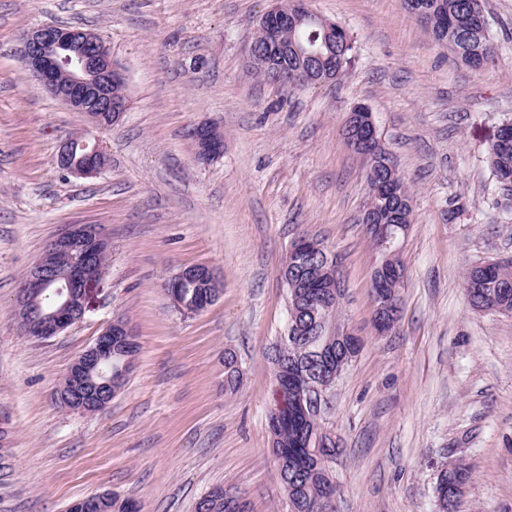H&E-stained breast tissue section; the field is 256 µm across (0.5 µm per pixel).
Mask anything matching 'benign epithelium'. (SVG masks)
I'll return each instance as SVG.
<instances>
[{
	"label": "benign epithelium",
	"mask_w": 512,
	"mask_h": 512,
	"mask_svg": "<svg viewBox=\"0 0 512 512\" xmlns=\"http://www.w3.org/2000/svg\"><path fill=\"white\" fill-rule=\"evenodd\" d=\"M288 22L278 0L262 16V26L269 32L267 51L280 53L274 40V30ZM21 67L25 76L37 80L55 98L76 112L84 114L96 127L117 123L127 111V101L112 95V89L126 84V75L117 65L106 46L98 37L55 25H43L26 32L20 50ZM347 125L359 137L372 145L363 153L368 162L378 159L381 146L372 113L358 106L350 112ZM196 156L208 161L221 154L224 142L210 126L193 130ZM73 140L64 141L57 155L59 168L72 175L95 177L106 166L107 157L99 142L82 138L83 151L72 158ZM371 196L378 200L399 195V180L393 168L379 178L369 180ZM366 231L379 253L386 259L398 252L399 235L403 226L382 224L375 214L364 217ZM322 253L323 267L305 268L309 277L325 278V285L333 292H341V278L332 274L334 258L324 248L307 241L295 243L288 259L295 266L312 251ZM109 252V244L99 225L71 224L54 237L42 255L26 270L15 295L12 315L19 334L31 341H42L63 333L85 319L87 288L96 281L88 277V267L98 263ZM202 280L208 287L218 288L213 270L204 264L180 270L168 284L172 301H178L181 289ZM403 283V273L397 267L374 283L376 309L373 314L378 332L386 333L394 325V304L397 286ZM124 344L132 349L136 344L126 323L116 319L97 336L95 342L81 352L66 371L69 385L59 390L63 404L80 413L105 411L116 394L120 380L104 366L112 357V345ZM360 348L357 333L347 325L336 324L328 328L322 340V382L304 395V401L321 407L327 399V389L355 357Z\"/></svg>",
	"instance_id": "7a95c632"
}]
</instances>
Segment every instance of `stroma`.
I'll list each match as a JSON object with an SVG mask.
<instances>
[{
	"label": "stroma",
	"instance_id": "1",
	"mask_svg": "<svg viewBox=\"0 0 512 512\" xmlns=\"http://www.w3.org/2000/svg\"><path fill=\"white\" fill-rule=\"evenodd\" d=\"M268 6L0 0V512H65L104 490L141 512H194L216 486L249 512H288L267 351L287 324L280 269L302 235L340 257L341 316L362 340L323 421L340 448L336 512H438L437 468L451 458L472 470L457 512H512V317L472 309L462 288L471 265L512 259V200L497 195L489 162L512 121V0H483L495 55L479 70L435 43L403 0H307L348 31L355 62L302 89L246 69ZM43 24L103 39L127 76L117 124L90 126L23 76L22 36ZM358 105L414 191L401 312L384 336L372 323L380 256L360 222L367 164L342 136ZM202 124L224 135L207 163L189 136ZM84 132L109 158L90 178L56 163ZM69 224L102 225L108 267L84 321L28 341L10 314L14 292ZM194 264L223 291L184 315L164 284ZM117 318L139 343L126 384L103 413L61 407L64 372Z\"/></svg>",
	"mask_w": 512,
	"mask_h": 512
}]
</instances>
